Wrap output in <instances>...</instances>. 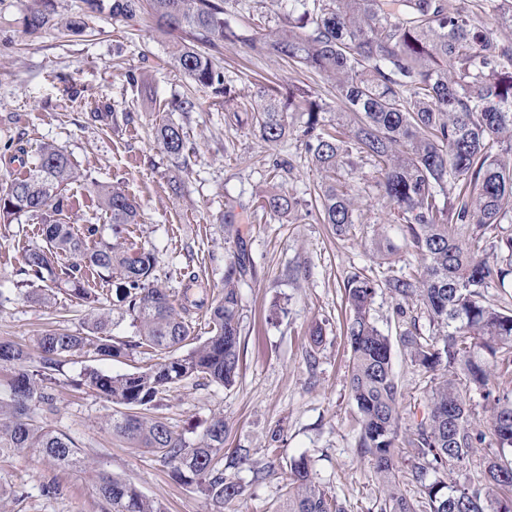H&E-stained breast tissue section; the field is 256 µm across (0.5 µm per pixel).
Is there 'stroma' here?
I'll list each match as a JSON object with an SVG mask.
<instances>
[{
  "instance_id": "obj_1",
  "label": "stroma",
  "mask_w": 512,
  "mask_h": 512,
  "mask_svg": "<svg viewBox=\"0 0 512 512\" xmlns=\"http://www.w3.org/2000/svg\"><path fill=\"white\" fill-rule=\"evenodd\" d=\"M34 0H0V184L17 168L14 148L33 160L44 143L62 147L80 177L67 188L72 224L92 216L94 183L119 184L137 202L133 233L152 249L159 285L177 292L186 275L199 277L198 298H211L224 284V271L237 244H244L256 274L239 286L240 370L232 388L193 380L172 389L156 413L189 442H198L210 422L224 420V450L242 449L245 465L226 475L244 484L242 497L220 512H275L294 458L306 456L317 480L347 512H378L381 486L368 458L357 448V408L349 395L348 308L344 283L355 272L378 282L372 317L389 336L400 393L402 428H411L430 393L429 375L411 362L400 339L396 300L383 288L387 272L401 276L418 264L402 246L400 226L382 206L374 168L365 162L348 172L359 220L347 236L310 214L307 203L321 173L310 163L299 134L279 145L265 143L250 123L233 114L257 88L287 90L306 85L324 100L334 91L322 75L273 55L258 54L237 41H224L214 57L229 97L196 86L169 58L170 36L147 16L113 20L101 10L85 33L50 28L24 31ZM288 11V0H254L251 12L230 13L233 29L261 35ZM192 111H181L183 100ZM108 112L109 123L94 113ZM178 123L190 147L187 165L175 163L156 138L158 126ZM288 158L289 171L273 161ZM281 190L300 201L289 217L270 216L255 202L263 191ZM238 224H222L226 204ZM383 230L400 243L399 260L386 269L372 239ZM31 226L0 224V340L24 346L49 329L82 331L88 309L64 292L35 304L20 292L24 249L36 243ZM321 327L320 343L311 331ZM152 357L103 360L93 353L64 359L53 411L40 418L69 436L80 450L83 471L61 469L35 449L0 456V506L5 512H100L99 474L130 481L164 512H219L195 487L173 478L154 453L128 447L104 427L112 406L81 385L85 368L126 373L151 365ZM61 492L46 496L47 483Z\"/></svg>"
}]
</instances>
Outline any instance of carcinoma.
Returning a JSON list of instances; mask_svg holds the SVG:
<instances>
[{
  "mask_svg": "<svg viewBox=\"0 0 512 512\" xmlns=\"http://www.w3.org/2000/svg\"><path fill=\"white\" fill-rule=\"evenodd\" d=\"M229 0H112L116 21L149 13L166 33L176 35L174 64L196 85L227 94L224 75L210 50L226 39L257 53H272L327 76L336 106L308 88L294 85L288 97L262 86L253 102L251 124L260 138L278 144L304 118L302 137L312 165L329 173L315 189L319 219L345 235L357 223L353 197L336 174L371 163L380 198L402 224L403 239L420 257L405 277H388L384 287L423 306L429 331L405 330L411 362L430 373L425 409L406 439L413 449L410 475L420 497L407 499L394 461L400 430L399 391L391 343L371 320L376 284L350 275L345 296L350 347L349 393L358 410L360 454L373 462L384 486L380 512H512V309L491 303L486 289L512 278V233L502 221L512 212V43L489 37L486 25L512 26V0H288L277 28L256 38L239 33L227 19ZM60 25L48 5L24 18L26 33ZM336 112V123L328 114ZM353 119L342 124L343 114ZM157 139L173 159L190 152L181 127L162 125ZM0 188V223H33L42 244L22 256L26 297L45 301L58 289L91 310L82 333L48 330L29 349L0 341V367L11 371L9 394L0 397V455L37 448L60 466L81 465L75 442L38 420L56 397L48 371L61 358L91 350L108 359L149 351L166 358L144 370L106 374L84 370L83 384L112 403L106 426L132 448H146L171 466L175 479L194 485L218 506L237 499L244 486L224 475L245 463L224 455V419H215L196 443L176 434L149 411L177 385L198 378L228 389L239 370V285L254 274L248 252L232 253L224 288L210 305L177 299L154 284L152 250L126 246L102 236L100 225L69 223L67 186L74 165L61 148L43 144L37 160ZM99 215L114 235L136 222L137 206L117 184L97 183ZM258 206L283 217L298 209L284 192L257 196ZM504 253L492 266L480 255L483 243ZM383 263L392 265L398 248L386 235L375 242ZM118 279L117 301L136 328L135 339L107 335L109 319L100 311L101 293L90 281ZM207 307L210 336L195 340L193 310ZM490 406L489 429L497 451L483 456L475 483H448L442 474L466 468L485 441L473 424L471 391ZM434 479H428L429 474ZM281 512H344L313 476L308 460L290 463ZM101 512H163L136 487L99 476Z\"/></svg>",
  "mask_w": 512,
  "mask_h": 512,
  "instance_id": "1",
  "label": "carcinoma"
}]
</instances>
